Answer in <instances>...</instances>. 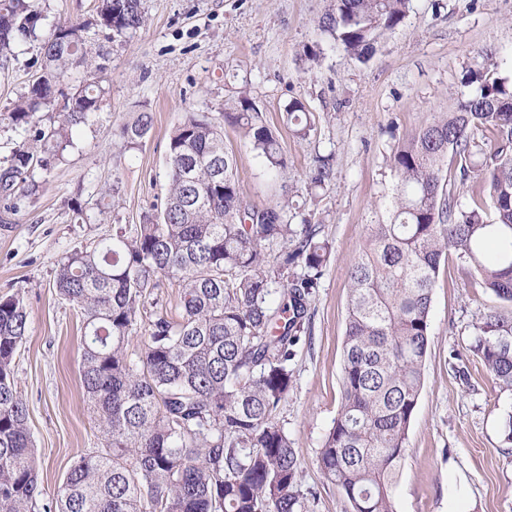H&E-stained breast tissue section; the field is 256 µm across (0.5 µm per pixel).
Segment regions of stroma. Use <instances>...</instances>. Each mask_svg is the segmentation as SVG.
Segmentation results:
<instances>
[{
    "mask_svg": "<svg viewBox=\"0 0 512 512\" xmlns=\"http://www.w3.org/2000/svg\"><path fill=\"white\" fill-rule=\"evenodd\" d=\"M334 0H141L146 21L129 41H112L106 94L93 126L52 167L35 196L0 222V296L24 298L31 332L14 377L29 407L28 425L45 493L44 507L77 455L103 440L83 395L79 314L58 295V261L78 243L139 224L163 197L172 127L188 111L221 119L245 95L280 137L285 169L270 171L232 126L224 142L236 158L240 189L252 203L288 202L321 225L332 255L310 299V338L295 348L293 384L276 419L302 465L306 512H346L317 457L341 404L348 270L372 224L386 222L397 181L390 157L434 116L455 111L477 54L488 75L512 79V0H412L394 30L359 62L319 22ZM35 42L0 67V109L36 75ZM316 118L310 136L281 120L291 100ZM153 115L142 146L122 147L118 131L138 113ZM332 156L334 178L308 195L316 157ZM90 216L75 223L72 207ZM499 301L442 262L433 288L424 385L394 485L396 512H451L465 486L466 512H512V447L501 437L512 394L500 392L468 353L473 325Z\"/></svg>",
    "mask_w": 512,
    "mask_h": 512,
    "instance_id": "obj_1",
    "label": "stroma"
}]
</instances>
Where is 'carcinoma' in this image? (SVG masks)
I'll return each instance as SVG.
<instances>
[{"instance_id":"carcinoma-1","label":"carcinoma","mask_w":512,"mask_h":512,"mask_svg":"<svg viewBox=\"0 0 512 512\" xmlns=\"http://www.w3.org/2000/svg\"><path fill=\"white\" fill-rule=\"evenodd\" d=\"M410 2L336 0L321 27L364 61ZM143 23L140 0H98L93 22L52 26L46 0H0V61L26 41L40 50L36 78L0 109V130L23 137L0 167L4 212H18L36 177L74 146V132L94 123L110 50L93 46L90 27L110 43ZM71 68L84 78L65 93L58 85ZM465 85L456 111L393 152L390 220L369 225L348 273L342 401L318 465L349 512H395L394 475L423 388L441 261L454 254L512 304V81L487 79L477 62ZM223 117L270 168L287 167L279 136L251 98L239 97ZM282 120L300 138L313 127L298 100ZM152 123L142 112L122 125L124 148L141 145ZM474 129L492 132L491 153L471 138ZM450 159L463 182L479 173L488 199L459 200ZM167 167L166 193L143 223L81 242L58 263L57 292L82 317L81 381L104 444L73 461L46 512H300L301 464L275 413L293 382L294 347L310 334L308 305L331 244L320 225L289 222L288 202L257 206L243 196L224 131L205 112H188L173 128ZM332 176L331 159L317 160L308 190ZM273 245L281 250L271 259ZM167 283L179 288V319L143 318ZM143 321L147 336L133 358L128 347ZM29 332L24 298L0 296V512H30L43 491L28 405L14 381ZM469 350L512 393V312L482 311Z\"/></svg>"}]
</instances>
